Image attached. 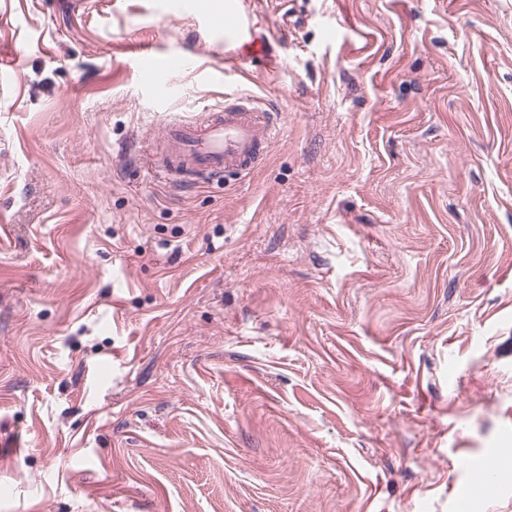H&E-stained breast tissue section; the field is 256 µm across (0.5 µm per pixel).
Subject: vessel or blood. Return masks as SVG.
<instances>
[{
	"label": "vessel or blood",
	"instance_id": "obj_1",
	"mask_svg": "<svg viewBox=\"0 0 512 512\" xmlns=\"http://www.w3.org/2000/svg\"><path fill=\"white\" fill-rule=\"evenodd\" d=\"M192 7L209 26L223 30L228 58L246 54L250 30L238 0H222L216 10L208 0H192ZM178 62L173 55H144L142 77L151 86L168 84ZM281 123L280 113L245 95L225 99L223 106L194 119L167 118L159 136L165 152L150 155L147 172L174 184L215 180L229 173L251 175L263 164Z\"/></svg>",
	"mask_w": 512,
	"mask_h": 512
}]
</instances>
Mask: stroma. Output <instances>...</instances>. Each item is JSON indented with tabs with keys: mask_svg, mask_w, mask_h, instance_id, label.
<instances>
[{
	"mask_svg": "<svg viewBox=\"0 0 512 512\" xmlns=\"http://www.w3.org/2000/svg\"><path fill=\"white\" fill-rule=\"evenodd\" d=\"M240 2L0 0V512H512V0ZM239 94L260 168L145 175ZM209 0H192V8L207 20L208 27H220L224 30V49L226 57L240 59L248 53L250 30L246 15L243 13L238 0H225L220 9L214 11L209 7ZM179 58L173 55L165 59L145 54L142 59L143 80L151 86H162L169 83L170 74L178 64Z\"/></svg>",
	"mask_w": 512,
	"mask_h": 512,
	"instance_id": "35a3bbf8",
	"label": "stroma"
}]
</instances>
